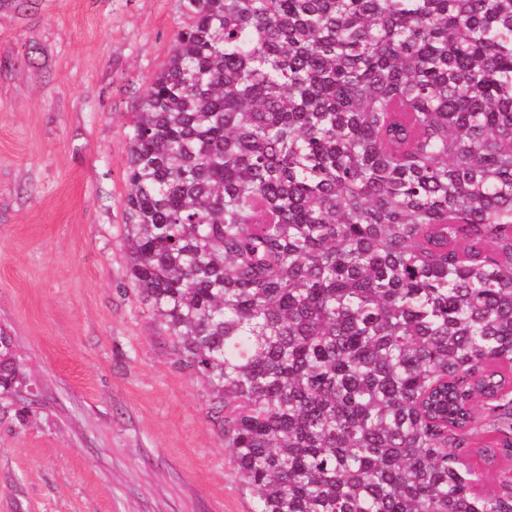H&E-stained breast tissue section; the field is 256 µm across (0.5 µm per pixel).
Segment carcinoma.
<instances>
[{
    "instance_id": "1",
    "label": "carcinoma",
    "mask_w": 512,
    "mask_h": 512,
    "mask_svg": "<svg viewBox=\"0 0 512 512\" xmlns=\"http://www.w3.org/2000/svg\"><path fill=\"white\" fill-rule=\"evenodd\" d=\"M182 2L131 277L255 512H512V0Z\"/></svg>"
}]
</instances>
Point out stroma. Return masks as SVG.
I'll use <instances>...</instances> for the list:
<instances>
[{
	"instance_id": "35a3bbf8",
	"label": "stroma",
	"mask_w": 512,
	"mask_h": 512,
	"mask_svg": "<svg viewBox=\"0 0 512 512\" xmlns=\"http://www.w3.org/2000/svg\"><path fill=\"white\" fill-rule=\"evenodd\" d=\"M181 0H0V512H252L125 236L133 112ZM10 344L6 337L0 336V387L9 388L14 382L17 371V364L14 362L10 352Z\"/></svg>"
}]
</instances>
